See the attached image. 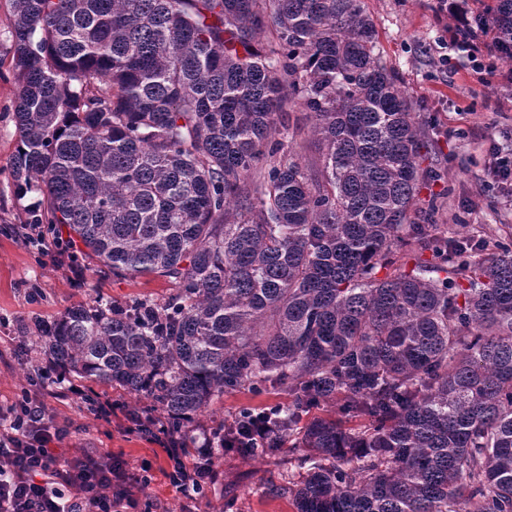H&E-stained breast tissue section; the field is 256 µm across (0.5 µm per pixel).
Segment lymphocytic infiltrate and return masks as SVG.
<instances>
[{
	"instance_id": "lymphocytic-infiltrate-1",
	"label": "lymphocytic infiltrate",
	"mask_w": 512,
	"mask_h": 512,
	"mask_svg": "<svg viewBox=\"0 0 512 512\" xmlns=\"http://www.w3.org/2000/svg\"><path fill=\"white\" fill-rule=\"evenodd\" d=\"M436 11L451 19L448 39L439 42L438 69H447L454 54L512 88V68H499L481 55L489 31L479 23L480 11L468 0H437ZM2 419L9 426L0 433V512H139L140 499L128 486L123 462L108 455L62 458L52 443L66 431L52 426L36 399L26 395L0 409ZM167 454L176 460L171 484L186 502H196L207 483L204 468L212 446L196 449L197 460L190 466L178 462V450Z\"/></svg>"
}]
</instances>
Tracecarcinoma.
Segmentation results:
<instances>
[{
	"label": "carcinoma",
	"instance_id": "cac0c4a2",
	"mask_svg": "<svg viewBox=\"0 0 512 512\" xmlns=\"http://www.w3.org/2000/svg\"><path fill=\"white\" fill-rule=\"evenodd\" d=\"M13 4L18 195L112 275L175 286L21 338L174 430L226 391L286 394L224 441L307 468L275 490L296 512H512V239L432 234L425 133L360 0ZM487 16L512 42V0ZM334 399L357 425L317 413ZM291 123H297L301 128V136L299 138H305L308 141L309 149L306 152V156L303 159V163L309 165L315 164L319 157V143L312 136L310 132L311 121L306 116V112L303 108L296 106L294 111L291 112Z\"/></svg>",
	"mask_w": 512,
	"mask_h": 512
}]
</instances>
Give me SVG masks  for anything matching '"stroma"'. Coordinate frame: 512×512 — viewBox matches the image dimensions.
<instances>
[{
	"instance_id": "obj_1",
	"label": "stroma",
	"mask_w": 512,
	"mask_h": 512,
	"mask_svg": "<svg viewBox=\"0 0 512 512\" xmlns=\"http://www.w3.org/2000/svg\"><path fill=\"white\" fill-rule=\"evenodd\" d=\"M377 27L384 59L398 69L402 88L433 143L428 165L440 169L441 181L429 183L420 199H435L439 235L465 240L499 238L512 233V178H495L488 169L491 142L512 147V100L500 87L454 61L436 70L432 47L444 33L447 18L437 16L435 0H363ZM14 7L0 0V407L23 394L39 397L56 425L68 433L57 446L63 458L111 454L128 473L140 476L149 461L151 481L141 499L152 512H182V500L167 474L166 434L146 437L132 432L128 415L135 398L120 387L97 384L53 370L46 353L24 342L19 329L34 321L53 322L66 308L100 298L123 304L142 297L164 299L173 291L152 276L120 279L101 271L80 249L59 253L53 235L32 246L24 227L33 223L40 192L18 195L10 159L17 144L13 119L19 84L13 66ZM82 395L72 393V386ZM275 391L227 392L214 397L207 416L183 424L178 440L196 448L222 428L225 418L243 406L262 407L280 401ZM214 478L193 512H295L288 497L272 496L285 485V471L273 464L236 454L216 455Z\"/></svg>"
}]
</instances>
